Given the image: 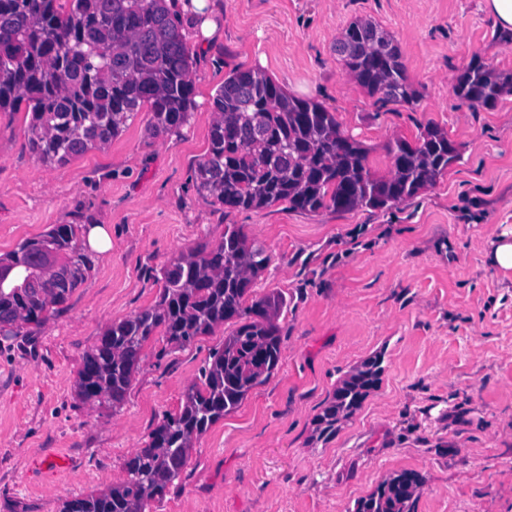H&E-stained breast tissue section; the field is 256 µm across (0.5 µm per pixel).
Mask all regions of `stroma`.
<instances>
[{"instance_id": "obj_1", "label": "stroma", "mask_w": 512, "mask_h": 512, "mask_svg": "<svg viewBox=\"0 0 512 512\" xmlns=\"http://www.w3.org/2000/svg\"><path fill=\"white\" fill-rule=\"evenodd\" d=\"M373 17L402 48L423 93L376 110L333 47ZM182 32L197 64L195 107L179 134L151 138L139 114L110 146L63 166L24 147L26 112H0V255L56 224L106 225L112 249L67 305L29 336L0 335V512H60L65 499L120 482L123 463L176 411L223 331L144 367L120 409L81 400L84 355L112 322L154 304L174 253L228 224L254 229L275 259L258 291L288 296L281 361L239 410L198 441L177 486L151 512H352L390 473L426 485L414 512H512V271L490 255L512 230V95L459 104L454 79L473 56L512 71L484 0H207ZM238 66L335 112L374 145L438 123L462 157L433 188L381 213L317 214L276 205L225 212L203 201L192 166L208 147L212 97ZM382 353L379 387L335 438L310 446L311 420L337 380Z\"/></svg>"}]
</instances>
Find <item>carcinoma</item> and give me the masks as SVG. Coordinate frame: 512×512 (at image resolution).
<instances>
[{"mask_svg":"<svg viewBox=\"0 0 512 512\" xmlns=\"http://www.w3.org/2000/svg\"><path fill=\"white\" fill-rule=\"evenodd\" d=\"M334 52L378 107L422 100L398 40L374 20L351 23ZM194 62L168 0H0V112L32 114L25 147L46 165L108 147L143 110L153 137L179 133L194 108ZM511 93L512 72L476 57L453 85L471 108H493ZM212 105L208 148L193 165L192 182L201 199L226 212L283 203L292 212L387 211L420 197L461 159V146L429 121L414 140L383 145L389 168L379 175L369 164L372 148L343 131L336 113L289 95L259 68L231 70ZM80 232L79 224H56L0 257V331L44 326L91 275ZM273 260L270 246L246 225L226 224L220 241L174 254L159 271L154 304L112 323L85 354L78 394L117 409L150 340L186 349L230 328L185 388L179 409L164 413L125 460L124 479L64 501L60 512H150L180 480L200 437L272 378L288 298L277 288L259 294L255 286ZM383 372L381 356L373 355L339 379L313 418L310 440L325 444L336 436ZM424 485L415 471L393 473L358 499L354 512H414Z\"/></svg>","mask_w":512,"mask_h":512,"instance_id":"carcinoma-1","label":"carcinoma"}]
</instances>
